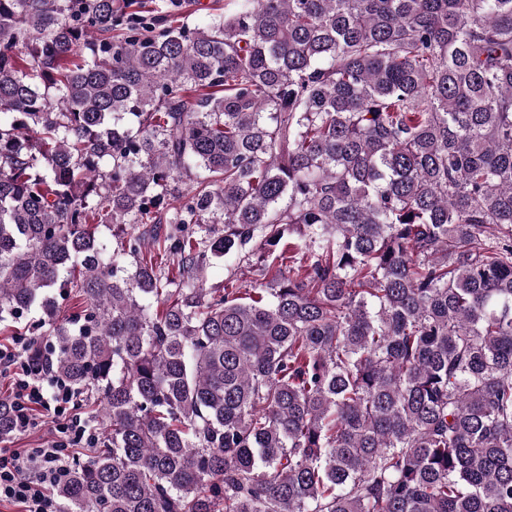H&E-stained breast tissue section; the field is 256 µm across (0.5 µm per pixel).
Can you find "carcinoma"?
I'll list each match as a JSON object with an SVG mask.
<instances>
[{
    "mask_svg": "<svg viewBox=\"0 0 512 512\" xmlns=\"http://www.w3.org/2000/svg\"><path fill=\"white\" fill-rule=\"evenodd\" d=\"M132 2L0 0V323L109 435L61 512H512V0ZM226 0H141L133 8L147 11L151 15L174 24L182 21L192 22L205 18L209 13L223 12ZM168 4V6H166ZM141 229V224H101L97 233L104 242L108 245L112 244L114 248L123 237H128L133 233L136 234Z\"/></svg>",
    "mask_w": 512,
    "mask_h": 512,
    "instance_id": "obj_1",
    "label": "carcinoma"
}]
</instances>
